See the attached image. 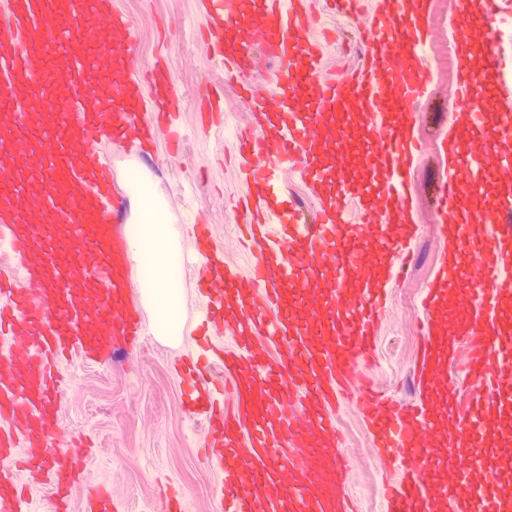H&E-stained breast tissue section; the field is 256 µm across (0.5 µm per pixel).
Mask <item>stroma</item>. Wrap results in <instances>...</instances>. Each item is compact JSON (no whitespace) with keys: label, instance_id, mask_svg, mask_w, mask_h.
Here are the masks:
<instances>
[{"label":"stroma","instance_id":"stroma-1","mask_svg":"<svg viewBox=\"0 0 512 512\" xmlns=\"http://www.w3.org/2000/svg\"><path fill=\"white\" fill-rule=\"evenodd\" d=\"M312 2L309 35L325 46V71L359 67L363 57L352 41L357 20L332 12L323 0ZM112 4L136 22L135 67L144 74L164 61L179 95L181 149L173 153L159 146L147 175L174 224L179 249L193 253L192 225H209L213 246L223 252L225 263L248 274L249 256L235 233L242 221L237 202L248 192L237 158L236 134L250 127L251 112L244 100L224 87V64L207 37V22L196 0H112ZM460 15L459 0H430L425 56L433 81L414 114L417 136L427 149L413 166L408 189L420 234L410 246L412 261L406 277L390 290L376 361L360 370L363 378L404 400L414 396L419 299L447 251L434 230V197L448 175L439 142L448 135L449 118L459 110L450 94L455 72L448 69L445 56ZM208 99L218 100L223 118L205 128L198 107ZM180 277L181 340L162 342L149 335L117 359L96 363L76 356L64 367L61 431L91 440L84 477L71 492V512H83L86 497L99 486L108 490L117 512H166L173 491L183 500L182 512H213L222 494L223 465L205 453L207 428L185 407L183 374L187 354L229 344L230 338L223 325L202 327L193 268H183ZM337 426L342 451L350 460L348 486L357 512H384L385 488L396 480V473L383 469L353 405L341 406Z\"/></svg>","mask_w":512,"mask_h":512}]
</instances>
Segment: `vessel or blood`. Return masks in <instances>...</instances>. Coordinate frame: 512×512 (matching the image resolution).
<instances>
[{
  "label": "vessel or blood",
  "instance_id": "obj_1",
  "mask_svg": "<svg viewBox=\"0 0 512 512\" xmlns=\"http://www.w3.org/2000/svg\"><path fill=\"white\" fill-rule=\"evenodd\" d=\"M221 34L224 81L246 97L253 130L243 144L251 273L201 249L191 258L208 319L230 347L198 370L190 411L225 460L221 512H351L349 464L336 415L368 362L387 300L405 270L412 224L407 180L423 147L413 116L431 73L426 0H375L357 39L362 66L324 77L322 44L308 36L307 0H199ZM479 81L471 40L454 62L460 113L448 122V176L435 196L448 254L421 299L420 398L400 404L367 386L357 395L376 455L400 480L385 512H512L501 472L474 455L487 437L512 445V49L495 36L512 0H479ZM133 20L112 0H0V512H35L10 476L26 463L59 491L79 478L74 445L57 429L63 358H111L138 336L127 190L178 95L166 66L137 76ZM276 60L269 76L262 57ZM494 112H487V104ZM107 144L122 147L118 184ZM289 165L312 207L282 226L276 173ZM493 210L466 205L486 176ZM387 256L384 267L372 249ZM472 379L450 392L449 366ZM223 373L233 403L215 407L207 372Z\"/></svg>",
  "mask_w": 512,
  "mask_h": 512
}]
</instances>
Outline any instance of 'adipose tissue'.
I'll return each mask as SVG.
<instances>
[{
	"label": "adipose tissue",
	"instance_id": "obj_1",
	"mask_svg": "<svg viewBox=\"0 0 512 512\" xmlns=\"http://www.w3.org/2000/svg\"><path fill=\"white\" fill-rule=\"evenodd\" d=\"M132 242L129 246L131 261L139 276L140 289L150 310V327L154 335L163 340H176L181 336V291L160 287L161 276L180 273L179 254L173 246L167 225L140 228L130 225Z\"/></svg>",
	"mask_w": 512,
	"mask_h": 512
}]
</instances>
